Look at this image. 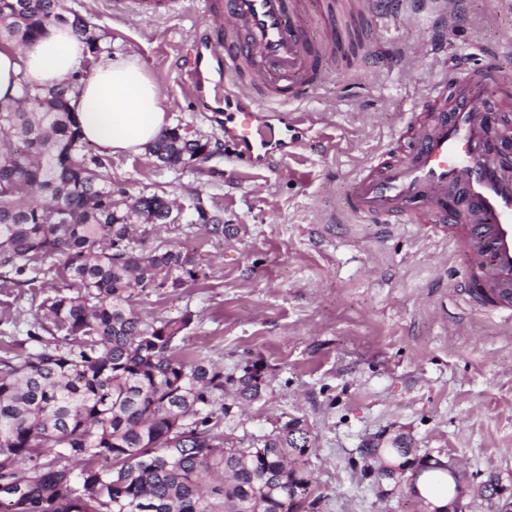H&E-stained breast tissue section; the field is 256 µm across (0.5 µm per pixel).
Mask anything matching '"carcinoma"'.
I'll return each mask as SVG.
<instances>
[{"label": "carcinoma", "mask_w": 512, "mask_h": 512, "mask_svg": "<svg viewBox=\"0 0 512 512\" xmlns=\"http://www.w3.org/2000/svg\"><path fill=\"white\" fill-rule=\"evenodd\" d=\"M88 40V22L65 0H0V43L27 47L47 26ZM20 79L21 105L0 104V277L5 288L51 265L63 288L41 304L51 334L20 362L0 360V505L8 512H310L304 421L291 417L238 447L220 431L224 390L260 398L262 368L224 375L203 357L179 355L191 317L144 322L136 299L159 281L181 288L198 277L195 258L174 246L143 253L135 220L169 224L158 194L112 188L103 163L85 152L69 92ZM148 153L165 167L202 154L209 142L163 130ZM63 333L57 337L56 333ZM395 440L364 455L365 472H394ZM83 467L74 472L71 461Z\"/></svg>", "instance_id": "1"}]
</instances>
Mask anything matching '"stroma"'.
<instances>
[{
  "label": "stroma",
  "instance_id": "obj_1",
  "mask_svg": "<svg viewBox=\"0 0 512 512\" xmlns=\"http://www.w3.org/2000/svg\"><path fill=\"white\" fill-rule=\"evenodd\" d=\"M84 16L100 54L134 55L157 84L166 125L210 142L212 156L168 168L146 153L103 155V171L130 196L171 201L173 224L137 225L140 246L192 253L197 280L157 287L135 303L144 321L192 322L181 343L239 374L256 363L262 395L224 402V438L249 445L298 417L314 446V512H432L401 485L380 496L362 472V444L408 436L417 455L456 461L467 477L466 512H495L477 488L512 487V319L467 307L464 268L446 242L414 225L392 228L345 207L352 177L399 140L407 113L455 66L512 69V6L463 0L440 32L434 5L397 20L362 16L343 27L327 65L334 77L309 100L271 104L263 120L288 146L241 157L215 112L187 89L179 59L207 23L204 0H172L159 15L131 0H67ZM376 70L361 74L365 55ZM221 213L224 231L196 222ZM60 280L0 289V358L40 349L28 337Z\"/></svg>",
  "mask_w": 512,
  "mask_h": 512
}]
</instances>
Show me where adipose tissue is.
Here are the masks:
<instances>
[{"label":"adipose tissue","instance_id":"obj_1","mask_svg":"<svg viewBox=\"0 0 512 512\" xmlns=\"http://www.w3.org/2000/svg\"><path fill=\"white\" fill-rule=\"evenodd\" d=\"M88 57L86 45L62 24L49 26L32 46H0V102L17 98L20 79L62 85L84 71L72 101L84 139L110 154L139 152L165 125L156 84L139 58L119 55L89 68Z\"/></svg>","mask_w":512,"mask_h":512}]
</instances>
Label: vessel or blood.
I'll use <instances>...</instances> for the list:
<instances>
[{"label": "vessel or blood", "mask_w": 512, "mask_h": 512, "mask_svg": "<svg viewBox=\"0 0 512 512\" xmlns=\"http://www.w3.org/2000/svg\"><path fill=\"white\" fill-rule=\"evenodd\" d=\"M208 24L183 60L188 88L200 93L207 75H224L215 98L233 125L228 136L245 153L269 151L260 112L269 99L314 96L330 73L325 33L309 42L303 0H209ZM512 74L469 68L439 82L428 107L413 112L398 149L381 154L352 180L346 198L353 214L381 224L404 221L448 241L468 267L469 301L512 317V102L497 97Z\"/></svg>", "instance_id": "vessel-or-blood-1"}]
</instances>
